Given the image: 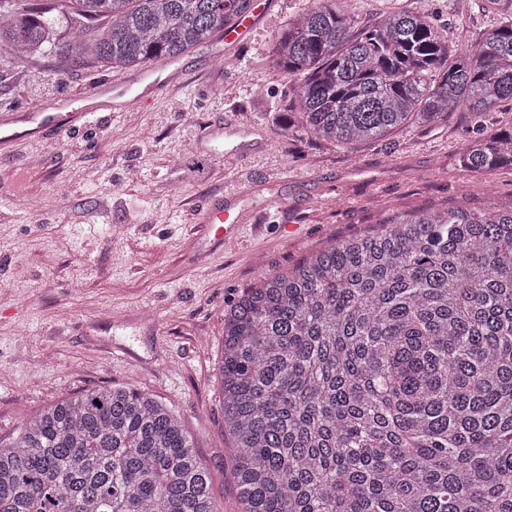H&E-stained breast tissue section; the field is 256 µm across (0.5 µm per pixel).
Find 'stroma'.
<instances>
[{
    "mask_svg": "<svg viewBox=\"0 0 512 512\" xmlns=\"http://www.w3.org/2000/svg\"><path fill=\"white\" fill-rule=\"evenodd\" d=\"M264 3L244 43L216 35L164 66L72 64L60 51L66 17L55 47L0 51V117L16 136L0 160V438L62 398L135 384L182 422L221 512H243L219 377L235 300L393 211L512 204V168H459L476 130L465 112L351 149L286 131L297 79L272 49L311 0ZM345 8L362 22L422 13L457 45L499 22L476 5L459 16L457 0ZM102 84L143 102L92 113L60 136L27 135L24 113L70 111ZM230 196L250 216L238 239L194 232L199 207ZM272 197L281 210L268 209Z\"/></svg>",
    "mask_w": 512,
    "mask_h": 512,
    "instance_id": "1",
    "label": "stroma"
}]
</instances>
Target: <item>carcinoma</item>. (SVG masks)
Masks as SVG:
<instances>
[{
  "instance_id": "1",
  "label": "carcinoma",
  "mask_w": 512,
  "mask_h": 512,
  "mask_svg": "<svg viewBox=\"0 0 512 512\" xmlns=\"http://www.w3.org/2000/svg\"><path fill=\"white\" fill-rule=\"evenodd\" d=\"M78 4L75 62L131 68L177 58L249 0H56ZM508 17L453 47L427 15L360 24L342 0H312L278 35L300 77L288 110L340 146L469 112L460 168H512ZM103 21L92 36L85 22ZM29 5L0 12V49L51 42ZM224 429L244 512H512V205L465 199L398 213L265 277L224 315ZM178 418L128 384L62 399L0 441V512H221Z\"/></svg>"
}]
</instances>
